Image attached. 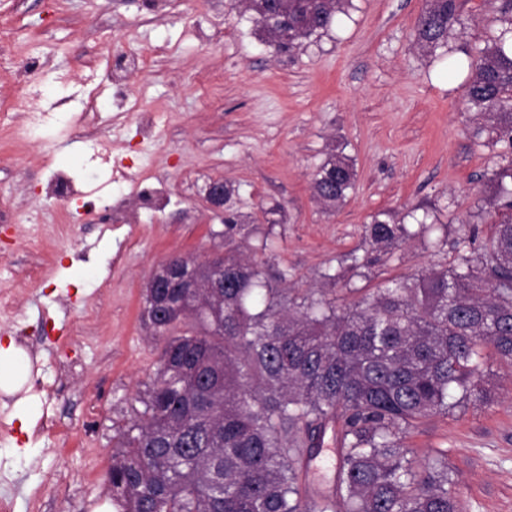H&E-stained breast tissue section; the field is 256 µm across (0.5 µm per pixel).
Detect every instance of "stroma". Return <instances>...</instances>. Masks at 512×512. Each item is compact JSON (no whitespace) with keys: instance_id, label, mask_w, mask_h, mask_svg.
<instances>
[{"instance_id":"stroma-1","label":"stroma","mask_w":512,"mask_h":512,"mask_svg":"<svg viewBox=\"0 0 512 512\" xmlns=\"http://www.w3.org/2000/svg\"><path fill=\"white\" fill-rule=\"evenodd\" d=\"M350 19L320 41L277 54L239 21L232 0H0V30L13 62L0 65V289L15 312L0 323V345L29 356L16 394L0 393V498L12 512H95L112 500L107 481L115 427L151 387L163 339L141 318L142 294L169 256L207 260L220 245L205 195L214 180L238 190L240 211L269 234L289 287L368 293L388 280L449 267L490 236L487 184L500 160L471 134L465 77L449 74L414 41L428 0H353ZM146 51L130 78L132 100L159 105L153 138L139 143L126 109L112 102V56ZM43 66L27 78L29 56ZM94 61V71L81 63ZM100 114L86 136L82 103ZM63 114L34 138L14 103ZM136 148L172 203L145 212L125 231L136 244L124 266L112 207L128 202L130 181H113L93 153ZM344 151L356 187L337 209L314 197L312 173ZM69 168L78 195L46 187ZM428 205L438 220L394 253L365 235L373 214L403 217ZM69 216L67 227L55 222ZM368 259L356 269L353 258ZM492 402L455 408L419 425L407 440L418 454L444 451L467 512H512V368L487 361ZM67 428L75 447L40 429L42 415Z\"/></svg>"}]
</instances>
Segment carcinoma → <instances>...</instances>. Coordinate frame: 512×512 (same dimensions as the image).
<instances>
[{"label":"carcinoma","instance_id":"carcinoma-1","mask_svg":"<svg viewBox=\"0 0 512 512\" xmlns=\"http://www.w3.org/2000/svg\"><path fill=\"white\" fill-rule=\"evenodd\" d=\"M484 47H454L459 0H429L416 39L448 74H466L478 137L503 161L490 183L493 231L483 251L446 269L392 279L349 304L336 289L284 295L288 268L245 253L247 216L229 214L224 270L183 258L187 281L224 276L223 298L166 281L169 306L156 320L149 292L142 316L165 337L143 410L118 428L112 491L125 512H467L444 456L405 445L423 421L460 404L492 401L484 349L512 365V0H491ZM352 0H234L240 20L277 53L332 31ZM355 189L343 154L313 173L316 199L342 204ZM367 236L392 252L413 233L387 212ZM332 432L333 491L304 498L298 464Z\"/></svg>","mask_w":512,"mask_h":512}]
</instances>
